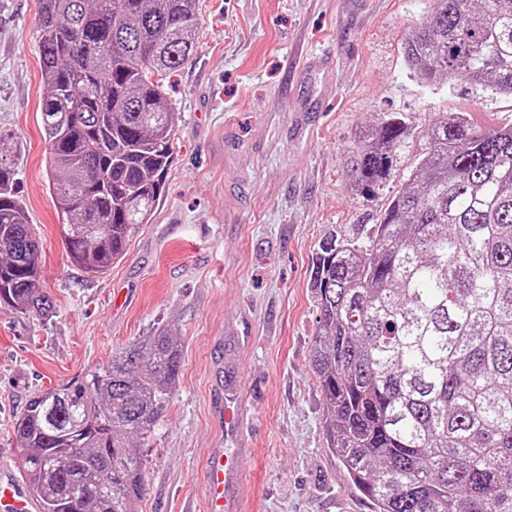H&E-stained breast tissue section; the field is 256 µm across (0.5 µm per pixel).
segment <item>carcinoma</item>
Returning a JSON list of instances; mask_svg holds the SVG:
<instances>
[{"label": "carcinoma", "mask_w": 512, "mask_h": 512, "mask_svg": "<svg viewBox=\"0 0 512 512\" xmlns=\"http://www.w3.org/2000/svg\"><path fill=\"white\" fill-rule=\"evenodd\" d=\"M40 2L46 171L68 257L99 276L163 194L179 121L163 81L195 52L197 0ZM403 51L428 84L512 96V0H436ZM408 136L398 113L366 131L352 189L380 190ZM425 137L380 222L313 255L324 433L376 512H512V126L481 133L450 112ZM16 158L0 133V304L46 317ZM181 358L161 331L29 399L13 431L40 512H139L142 448Z\"/></svg>", "instance_id": "obj_1"}]
</instances>
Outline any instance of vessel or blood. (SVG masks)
Segmentation results:
<instances>
[{
    "label": "vessel or blood",
    "instance_id": "1",
    "mask_svg": "<svg viewBox=\"0 0 512 512\" xmlns=\"http://www.w3.org/2000/svg\"><path fill=\"white\" fill-rule=\"evenodd\" d=\"M219 416L224 421V444L212 450L207 464V512H245V479L236 466L238 454L246 447L239 391L232 389L225 392ZM37 509L36 500L13 468L1 463L0 512H37Z\"/></svg>",
    "mask_w": 512,
    "mask_h": 512
}]
</instances>
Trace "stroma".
<instances>
[{"instance_id":"obj_1","label":"stroma","mask_w":512,"mask_h":512,"mask_svg":"<svg viewBox=\"0 0 512 512\" xmlns=\"http://www.w3.org/2000/svg\"><path fill=\"white\" fill-rule=\"evenodd\" d=\"M192 58L164 82L180 114L151 221L124 258L91 276L67 258L45 167L39 0H0V131L20 143L14 193L39 237L42 319L0 306V456L38 391L168 331L182 343L170 403L143 450L142 512H206L214 407L235 368L253 445L240 467L250 512H374L323 431L311 365L312 255L330 232L378 223L413 172L425 129L448 112L484 130L512 125V97L421 83L405 39L433 0H197ZM410 129L376 194L353 192L347 151L383 114Z\"/></svg>"}]
</instances>
